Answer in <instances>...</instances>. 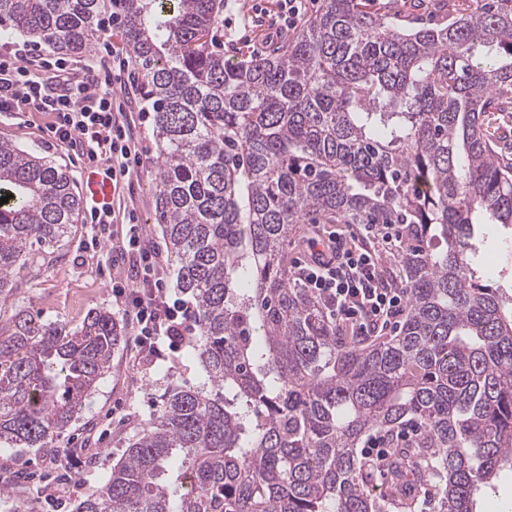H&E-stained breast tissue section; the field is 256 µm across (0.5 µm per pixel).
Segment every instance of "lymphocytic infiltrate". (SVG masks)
Returning a JSON list of instances; mask_svg holds the SVG:
<instances>
[{
  "label": "lymphocytic infiltrate",
  "mask_w": 512,
  "mask_h": 512,
  "mask_svg": "<svg viewBox=\"0 0 512 512\" xmlns=\"http://www.w3.org/2000/svg\"><path fill=\"white\" fill-rule=\"evenodd\" d=\"M25 51L0 53V116L18 111L20 104L50 112V127L57 144L66 145L85 158L102 185L119 186L143 164L136 125L114 92V75L103 68H88L77 77L62 62H55L51 84L31 76L24 65ZM87 221L93 224L94 244H110L118 257L135 252L142 262L136 277L116 284L126 294L124 312L135 328L133 343L156 351L160 342L177 349L192 319L185 301L172 298L157 273L155 249L142 233L133 209L116 212L114 203L88 199ZM120 231H113V224ZM396 236L377 235L362 224L346 233L314 231L308 254L298 266V283L311 289L326 314L349 336L363 339L378 335L401 314L406 290L387 278L385 256L395 254Z\"/></svg>",
  "instance_id": "lymphocytic-infiltrate-1"
}]
</instances>
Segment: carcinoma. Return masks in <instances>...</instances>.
<instances>
[{
  "mask_svg": "<svg viewBox=\"0 0 512 512\" xmlns=\"http://www.w3.org/2000/svg\"><path fill=\"white\" fill-rule=\"evenodd\" d=\"M441 23L321 0L261 57L220 49L224 0H0V28L80 52L116 11L151 102L156 211L210 389L177 388L76 512H480L512 476V295L482 281L481 225L512 228V162L485 116L512 103V0ZM0 301L78 221L70 172L0 141ZM392 226L406 314L362 346L288 269L299 224ZM125 326H0V442L47 448ZM421 425L411 443L402 424ZM393 448L388 484L358 453Z\"/></svg>",
  "mask_w": 512,
  "mask_h": 512,
  "instance_id": "cac0c4a2",
  "label": "carcinoma"
}]
</instances>
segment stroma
I'll return each instance as SVG.
<instances>
[{
  "label": "stroma",
  "instance_id": "35a3bbf8",
  "mask_svg": "<svg viewBox=\"0 0 512 512\" xmlns=\"http://www.w3.org/2000/svg\"><path fill=\"white\" fill-rule=\"evenodd\" d=\"M279 15V0H224V57L234 61L266 52V36ZM110 43L94 37L88 48L67 55L70 67L106 64L110 59L125 61L122 77L131 82L133 65L120 29H112ZM140 86L133 85L129 110L133 114L144 164L120 184L122 203L134 207L146 237L158 249L168 288H175L174 267L166 251L155 208L152 178L160 163L153 136L152 114ZM54 117L47 112L26 110L17 117H0V140L34 151L66 167L79 196L111 197V188H99L88 165L66 147L49 145V127ZM480 243L484 275L504 288L512 287V267L505 256L512 231L497 224L485 225ZM92 228L78 219L70 233L56 247L53 261L43 264L34 258L17 276L18 286L0 303V324H7L17 312L40 315L50 322L75 328L94 308L109 309L115 318L124 313L119 298L112 294L117 270L105 248L93 246ZM207 376L189 345L177 351L161 348L154 354H139L132 339H124L112 354V367L86 397L81 411L69 428L55 438L50 448H11L0 444V486L10 488L0 499V512H12L22 502L32 512H75L78 503L100 483L104 474L125 454L128 443L159 412L166 392L176 387H200ZM69 451V461L56 462L58 449Z\"/></svg>",
  "mask_w": 512,
  "mask_h": 512
}]
</instances>
